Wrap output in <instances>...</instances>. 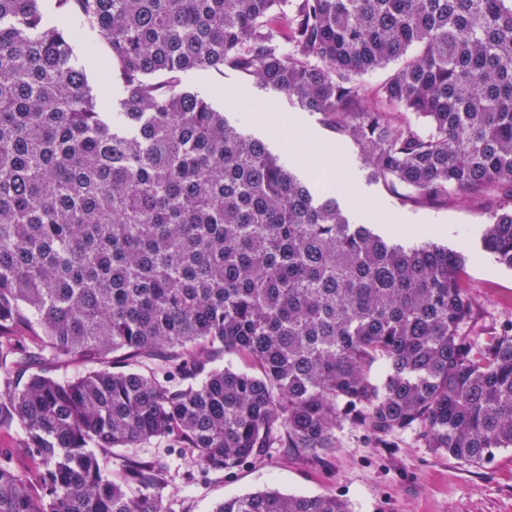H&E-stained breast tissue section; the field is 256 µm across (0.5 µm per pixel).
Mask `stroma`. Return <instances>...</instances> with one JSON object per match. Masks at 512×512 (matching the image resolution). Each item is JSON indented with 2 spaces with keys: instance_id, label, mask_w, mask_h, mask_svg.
Returning a JSON list of instances; mask_svg holds the SVG:
<instances>
[{
  "instance_id": "35a3bbf8",
  "label": "stroma",
  "mask_w": 512,
  "mask_h": 512,
  "mask_svg": "<svg viewBox=\"0 0 512 512\" xmlns=\"http://www.w3.org/2000/svg\"><path fill=\"white\" fill-rule=\"evenodd\" d=\"M186 84L219 110H225V99L235 100L236 108L225 111L228 121L264 141L282 161L292 159L289 143L312 138L314 164L347 186L343 202L354 197L371 202L368 210L352 208L357 222L403 240L445 244L467 256L466 283L475 306L466 335L477 340L512 320V271L481 251L479 239L488 219L465 196L455 193L426 207L404 204L383 183L367 178L354 145L325 127L318 114L233 69L192 74ZM126 454L165 464L164 512H212L225 498L265 489L337 495L349 502L352 512H512L511 449L497 452L490 463L471 466L422 447L410 434L394 437L391 447H372L349 425L325 458L269 448L257 463L230 474L194 472L188 449L157 441Z\"/></svg>"
}]
</instances>
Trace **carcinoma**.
<instances>
[{"mask_svg":"<svg viewBox=\"0 0 512 512\" xmlns=\"http://www.w3.org/2000/svg\"><path fill=\"white\" fill-rule=\"evenodd\" d=\"M54 6L0 0V418L36 464L0 462V512H163L159 462L112 475L98 456L155 440L204 473L327 456L347 424L473 466L512 449V325L462 332L466 257L351 220L319 167L291 171L185 83L232 67L319 113L405 203L464 193L512 270V0ZM87 30L107 55L79 64ZM78 359L99 367L47 369ZM212 512L352 510L266 489Z\"/></svg>","mask_w":512,"mask_h":512,"instance_id":"carcinoma-1","label":"carcinoma"}]
</instances>
